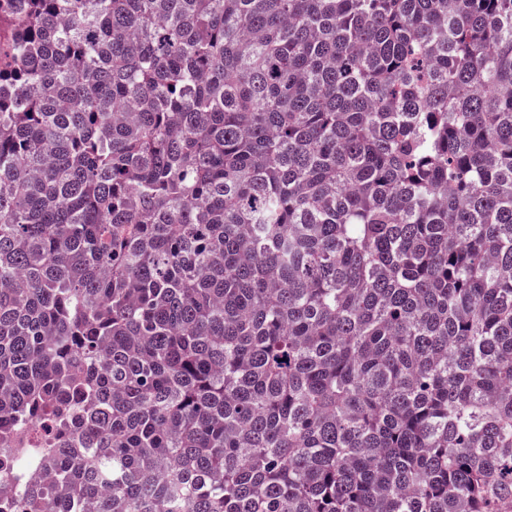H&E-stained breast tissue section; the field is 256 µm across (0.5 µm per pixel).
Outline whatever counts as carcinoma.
<instances>
[{
  "label": "carcinoma",
  "mask_w": 512,
  "mask_h": 512,
  "mask_svg": "<svg viewBox=\"0 0 512 512\" xmlns=\"http://www.w3.org/2000/svg\"><path fill=\"white\" fill-rule=\"evenodd\" d=\"M0 478L512 512V0H0Z\"/></svg>",
  "instance_id": "carcinoma-1"
}]
</instances>
